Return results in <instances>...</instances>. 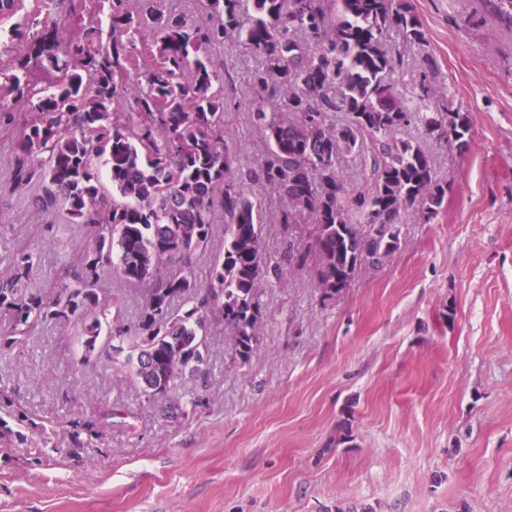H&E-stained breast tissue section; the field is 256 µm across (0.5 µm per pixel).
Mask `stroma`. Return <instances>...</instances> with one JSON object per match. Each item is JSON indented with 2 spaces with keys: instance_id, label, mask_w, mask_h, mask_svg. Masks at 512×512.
<instances>
[{
  "instance_id": "obj_1",
  "label": "stroma",
  "mask_w": 512,
  "mask_h": 512,
  "mask_svg": "<svg viewBox=\"0 0 512 512\" xmlns=\"http://www.w3.org/2000/svg\"><path fill=\"white\" fill-rule=\"evenodd\" d=\"M474 0H410L426 41L391 43L403 78L426 72L471 125L436 144L448 198L428 224L406 213L401 246L324 297L314 265L262 291L249 360L212 335L207 397L190 413L144 402L108 366L85 369L69 331L46 323L0 352V512H512V31L473 21ZM252 56L233 55L225 115L248 192L263 203L271 261L283 206L260 177ZM0 133V271L28 246L49 287L81 244L78 225L35 215L9 189ZM96 421L74 446L70 419Z\"/></svg>"
}]
</instances>
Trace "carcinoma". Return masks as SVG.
Instances as JSON below:
<instances>
[{
	"label": "carcinoma",
	"instance_id": "carcinoma-1",
	"mask_svg": "<svg viewBox=\"0 0 512 512\" xmlns=\"http://www.w3.org/2000/svg\"><path fill=\"white\" fill-rule=\"evenodd\" d=\"M479 4L512 30V0ZM195 5L198 19L181 0H40L22 15L23 0H0V19H12L0 41L12 191L84 235L48 288L19 292L36 271L26 248L0 272V349L22 346L47 322L73 326L82 363L104 362L147 401L171 405L182 382L206 391L212 325H224L239 359L250 357L263 326L259 297L280 277L262 246V202L227 143L224 113L240 103L224 95L226 43L260 58L250 81L254 126L268 145L262 180L288 200L281 233L312 225V252L288 260L315 258L328 295L361 263L378 267L399 248L406 212L429 222L445 202L448 183L402 132L417 126L462 146L470 130L426 73L402 87L393 80L403 58L391 33L425 42L407 0ZM199 257L209 261L203 287ZM107 276L140 293L136 322L109 298Z\"/></svg>",
	"mask_w": 512,
	"mask_h": 512
}]
</instances>
